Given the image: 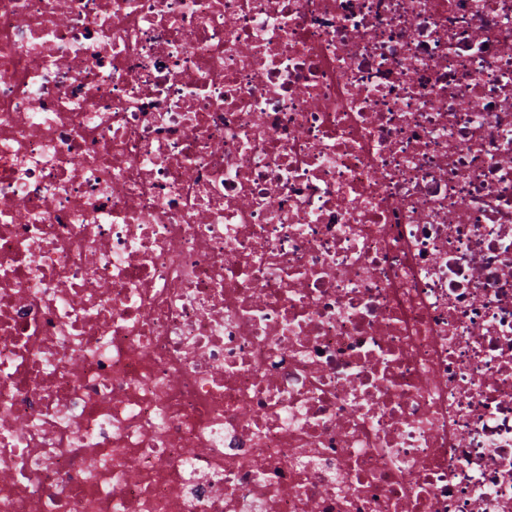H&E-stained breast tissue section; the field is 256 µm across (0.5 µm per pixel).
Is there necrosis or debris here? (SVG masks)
<instances>
[{"instance_id":"necrosis-or-debris-1","label":"necrosis or debris","mask_w":512,"mask_h":512,"mask_svg":"<svg viewBox=\"0 0 512 512\" xmlns=\"http://www.w3.org/2000/svg\"><path fill=\"white\" fill-rule=\"evenodd\" d=\"M0 512H512V0H0Z\"/></svg>"}]
</instances>
